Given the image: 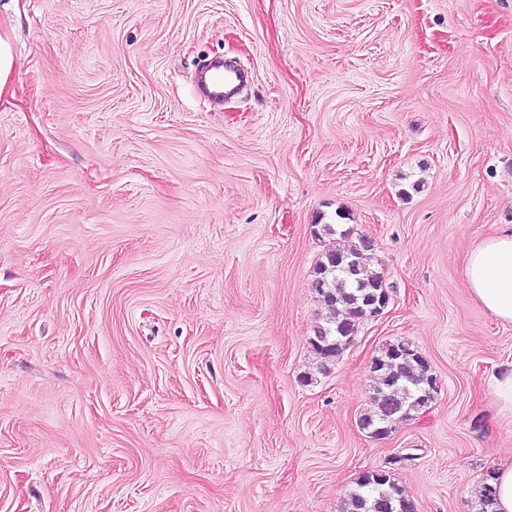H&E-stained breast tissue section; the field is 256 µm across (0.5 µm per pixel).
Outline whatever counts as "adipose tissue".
Returning <instances> with one entry per match:
<instances>
[{
  "label": "adipose tissue",
  "instance_id": "ef3b65f1",
  "mask_svg": "<svg viewBox=\"0 0 512 512\" xmlns=\"http://www.w3.org/2000/svg\"><path fill=\"white\" fill-rule=\"evenodd\" d=\"M463 278L492 318L503 325L512 324V226L474 245L467 255Z\"/></svg>",
  "mask_w": 512,
  "mask_h": 512
}]
</instances>
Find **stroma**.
I'll return each mask as SVG.
<instances>
[{"label": "stroma", "instance_id": "stroma-1", "mask_svg": "<svg viewBox=\"0 0 512 512\" xmlns=\"http://www.w3.org/2000/svg\"><path fill=\"white\" fill-rule=\"evenodd\" d=\"M0 27V512H341L375 469L479 512L512 326L462 270L512 226V0H19ZM215 57L249 76L219 106ZM362 236L387 313L321 372L313 268ZM396 339L440 391L375 439ZM15 57L12 50L10 36L1 31L0 27V100L5 97H14Z\"/></svg>", "mask_w": 512, "mask_h": 512}]
</instances>
